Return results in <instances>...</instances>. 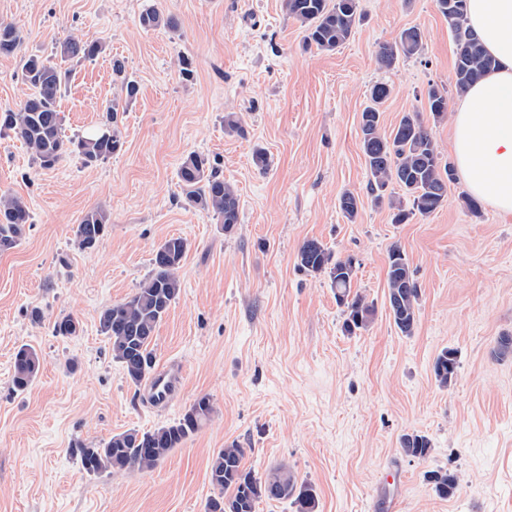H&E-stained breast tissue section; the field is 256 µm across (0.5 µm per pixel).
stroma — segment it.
<instances>
[{"mask_svg": "<svg viewBox=\"0 0 512 512\" xmlns=\"http://www.w3.org/2000/svg\"><path fill=\"white\" fill-rule=\"evenodd\" d=\"M152 8L177 30H145L140 17ZM360 8L350 39L322 53L282 0H0V22L25 36L23 54L51 55L71 35L106 47L72 67L58 103L66 136L121 98L111 58L124 59L138 87L120 115L122 147L106 160L73 154L43 169L0 133V193L32 217L20 244L0 253V512H207L209 462L232 442L255 474L282 463L311 484L318 512H512V355L497 351L512 336V214L471 212L460 179L438 210L405 224L374 203L359 139L369 88L393 87L385 128L421 111L451 162L450 118L421 107L432 83L456 100V46L436 0ZM410 27L422 32L420 55L380 69L379 45ZM230 113L243 135L225 134ZM258 149L266 168L253 162ZM191 153L236 187L234 232L185 201L179 167ZM346 192L360 199L353 220L338 205ZM96 208L109 233L80 250L74 227ZM173 235L188 242L182 290L152 347L177 382L158 407L113 361L98 315L132 293ZM310 239L355 259L352 290L374 307L366 329L346 334L329 279L297 268ZM395 246L420 288L411 336L387 308ZM34 307L42 322L29 320ZM63 314L78 320L76 335H54ZM23 345L43 367L18 391L12 363ZM446 349L458 368L443 388L433 363ZM202 395L214 402L211 419L153 471L81 468L75 442L163 425ZM413 432L431 439L428 458L403 454L400 438ZM431 471L456 475V492L440 497Z\"/></svg>", "mask_w": 512, "mask_h": 512, "instance_id": "35a3bbf8", "label": "stroma"}]
</instances>
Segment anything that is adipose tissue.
Here are the masks:
<instances>
[{"label": "adipose tissue", "mask_w": 512, "mask_h": 512, "mask_svg": "<svg viewBox=\"0 0 512 512\" xmlns=\"http://www.w3.org/2000/svg\"><path fill=\"white\" fill-rule=\"evenodd\" d=\"M467 24L495 66L455 101L454 164L473 197L510 213L512 0H468Z\"/></svg>", "instance_id": "adipose-tissue-1"}]
</instances>
